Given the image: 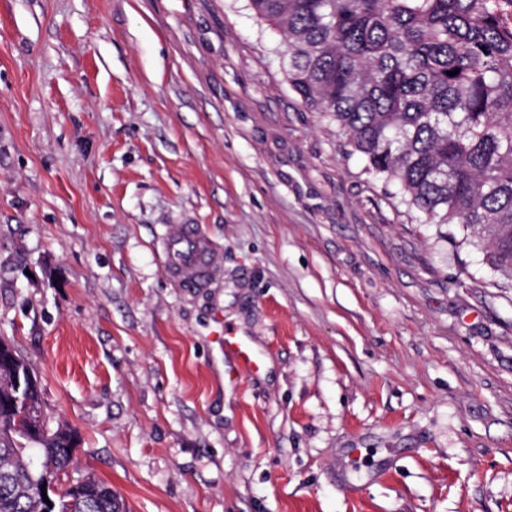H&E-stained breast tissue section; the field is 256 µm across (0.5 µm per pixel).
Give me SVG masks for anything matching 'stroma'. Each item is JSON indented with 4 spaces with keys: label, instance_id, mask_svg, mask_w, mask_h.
I'll list each match as a JSON object with an SVG mask.
<instances>
[{
    "label": "stroma",
    "instance_id": "35a3bbf8",
    "mask_svg": "<svg viewBox=\"0 0 512 512\" xmlns=\"http://www.w3.org/2000/svg\"><path fill=\"white\" fill-rule=\"evenodd\" d=\"M283 50L248 0H0V338L130 512H512V282ZM162 246L168 273L187 287H206L219 267V255L197 224H184L167 233ZM225 352L230 353L248 370H258L260 368L259 358L249 344L228 331L224 332Z\"/></svg>",
    "mask_w": 512,
    "mask_h": 512
}]
</instances>
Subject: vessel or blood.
Wrapping results in <instances>:
<instances>
[{
  "mask_svg": "<svg viewBox=\"0 0 512 512\" xmlns=\"http://www.w3.org/2000/svg\"><path fill=\"white\" fill-rule=\"evenodd\" d=\"M165 265L170 276L192 288L206 287L218 268L220 258L198 225L185 224L167 233L162 240ZM224 350L246 369H259V359L244 340L225 334Z\"/></svg>",
  "mask_w": 512,
  "mask_h": 512,
  "instance_id": "b4317fda",
  "label": "vessel or blood"
}]
</instances>
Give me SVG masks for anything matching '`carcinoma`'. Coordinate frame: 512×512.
Returning a JSON list of instances; mask_svg holds the SVG:
<instances>
[{"label":"carcinoma","mask_w":512,"mask_h":512,"mask_svg":"<svg viewBox=\"0 0 512 512\" xmlns=\"http://www.w3.org/2000/svg\"><path fill=\"white\" fill-rule=\"evenodd\" d=\"M285 36L288 81L329 116L429 224H459L512 281V0H249ZM458 70L455 76L447 72ZM27 363L0 368L36 433L0 429V512H48L41 485L66 474L74 432L47 427ZM56 498V512H129L105 482Z\"/></svg>","instance_id":"carcinoma-1"}]
</instances>
